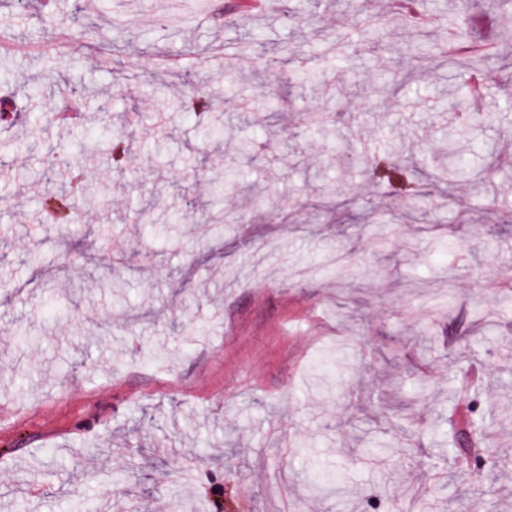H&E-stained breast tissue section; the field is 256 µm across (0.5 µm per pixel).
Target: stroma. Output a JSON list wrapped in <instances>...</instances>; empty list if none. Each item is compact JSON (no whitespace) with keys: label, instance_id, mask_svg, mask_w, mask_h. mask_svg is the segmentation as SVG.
I'll return each instance as SVG.
<instances>
[{"label":"stroma","instance_id":"stroma-1","mask_svg":"<svg viewBox=\"0 0 512 512\" xmlns=\"http://www.w3.org/2000/svg\"><path fill=\"white\" fill-rule=\"evenodd\" d=\"M419 7L474 15L465 40L492 47L497 120L470 124L465 178H435L458 68L401 19L377 37L347 0L284 20L252 0H0V80L43 116L0 122V512H207L205 486L239 512H410L421 491L423 512H512V19L494 0ZM346 34L340 65L324 46ZM53 40L64 58L10 50ZM73 83L103 89L86 123L109 117L128 158L74 153L101 200L50 245L35 213L60 179L33 145L65 143ZM194 87L223 137L177 111ZM378 143L436 205L372 181ZM469 415L496 425L457 461L439 437ZM317 471L340 495L307 498Z\"/></svg>","mask_w":512,"mask_h":512}]
</instances>
